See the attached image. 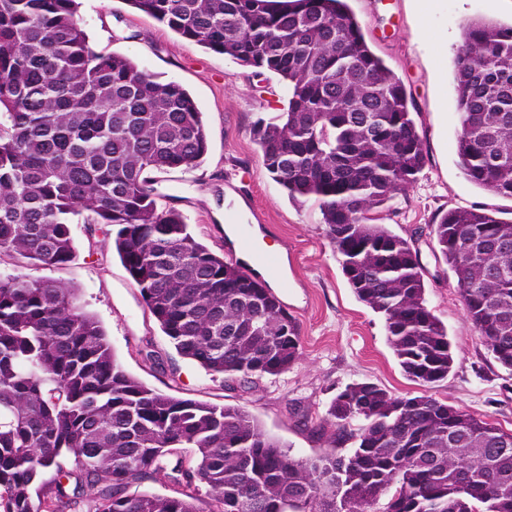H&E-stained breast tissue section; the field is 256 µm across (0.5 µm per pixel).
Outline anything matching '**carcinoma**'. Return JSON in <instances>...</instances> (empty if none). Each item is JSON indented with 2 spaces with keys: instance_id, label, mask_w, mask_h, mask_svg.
Segmentation results:
<instances>
[{
  "instance_id": "carcinoma-1",
  "label": "carcinoma",
  "mask_w": 512,
  "mask_h": 512,
  "mask_svg": "<svg viewBox=\"0 0 512 512\" xmlns=\"http://www.w3.org/2000/svg\"><path fill=\"white\" fill-rule=\"evenodd\" d=\"M125 3L259 83L269 73L286 83V111L253 131L264 168L289 200L318 204L343 275L383 317L402 371L439 387L454 353L428 306L416 239L378 223L428 152L403 82L347 0ZM453 81L459 168L512 198V23H467ZM0 112L1 256L65 265L76 256L70 224L83 215L114 233L182 357L240 383L295 365L300 327L271 288L158 206L154 175L191 170L208 152L185 89L96 52L79 0H0ZM428 236L466 318L512 371V219L454 208ZM324 423L329 443L350 451L296 457L239 406L177 399L129 375L65 283L0 275V512H512V431L492 421L426 393L353 382ZM63 455L74 468L63 470ZM159 476L204 485L213 508L191 493L131 491Z\"/></svg>"
}]
</instances>
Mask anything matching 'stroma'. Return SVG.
Masks as SVG:
<instances>
[{
    "instance_id": "obj_1",
    "label": "stroma",
    "mask_w": 512,
    "mask_h": 512,
    "mask_svg": "<svg viewBox=\"0 0 512 512\" xmlns=\"http://www.w3.org/2000/svg\"><path fill=\"white\" fill-rule=\"evenodd\" d=\"M348 5L372 50L403 81L428 151L426 166L383 212L382 222L399 236L418 235L428 305L454 348L453 369L433 395L512 431V373L488 355L425 235L428 224L455 207L512 215V199L469 182L456 164L459 119L452 83L463 24L478 18L511 23L512 0H438L424 26L415 0ZM79 15L97 51L124 55L194 98L209 150L193 170L158 175V204L178 209L189 231L226 259L243 256L225 232L232 209L241 223L258 226L277 244L281 276L269 286L300 326V359L288 372L261 377L244 389L181 357L97 224H72L75 259L38 269V276L77 289L80 305L100 322L122 368L144 385L178 399L243 407L298 457L329 452L316 426L345 385L366 380L398 396L421 394V386L402 372L381 316L349 287L318 206L290 201L261 163L253 126L286 108V84L273 76L267 92H257L248 68L186 41L124 0H80Z\"/></svg>"
}]
</instances>
